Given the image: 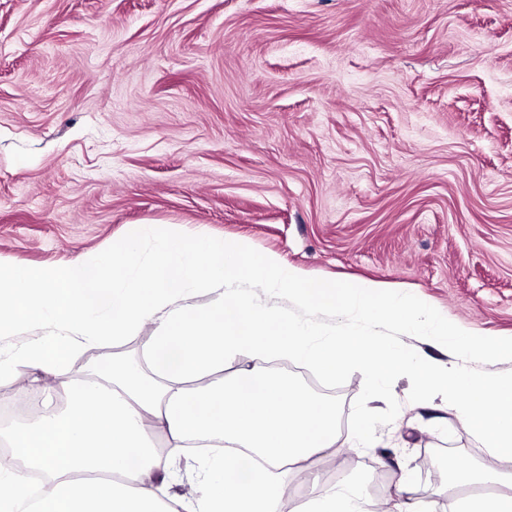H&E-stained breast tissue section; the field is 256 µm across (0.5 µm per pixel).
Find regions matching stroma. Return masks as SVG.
<instances>
[{"label": "stroma", "mask_w": 512, "mask_h": 512, "mask_svg": "<svg viewBox=\"0 0 512 512\" xmlns=\"http://www.w3.org/2000/svg\"><path fill=\"white\" fill-rule=\"evenodd\" d=\"M138 224L511 338L512 0H0V263ZM272 364L336 406L328 482L406 470L446 512L428 461L487 454L407 377Z\"/></svg>", "instance_id": "1"}]
</instances>
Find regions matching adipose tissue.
<instances>
[{
    "label": "adipose tissue",
    "mask_w": 512,
    "mask_h": 512,
    "mask_svg": "<svg viewBox=\"0 0 512 512\" xmlns=\"http://www.w3.org/2000/svg\"><path fill=\"white\" fill-rule=\"evenodd\" d=\"M154 239L141 224L109 251L64 266L0 265V337L33 330L15 354L0 356V378L18 369L45 395L64 398L43 408L6 440L19 466L0 468V512H280L288 482L283 463L327 455L336 439V408L306 397L265 366L273 354L293 355L325 375L347 365L376 383L405 374L420 400L441 398L464 431L483 437L491 458L459 470L478 488L465 512H512V483L502 467L512 459V372L494 367L512 359V338L476 339L432 308L389 294L377 283L339 286L308 279L275 254L200 236ZM263 299H253L251 289ZM212 302L192 304L199 290ZM382 323L429 337L451 361L420 359L371 332L320 333L277 303ZM149 325L138 373L121 365L72 369V355L104 340H119ZM248 368L225 376L226 365ZM475 359L485 366L465 368ZM230 452L212 469L194 472V496L173 492L174 465L189 448ZM265 464L242 475V449ZM44 482L39 494L26 475ZM312 492L301 512H370L365 488L322 483L306 469Z\"/></svg>",
    "instance_id": "1"
}]
</instances>
